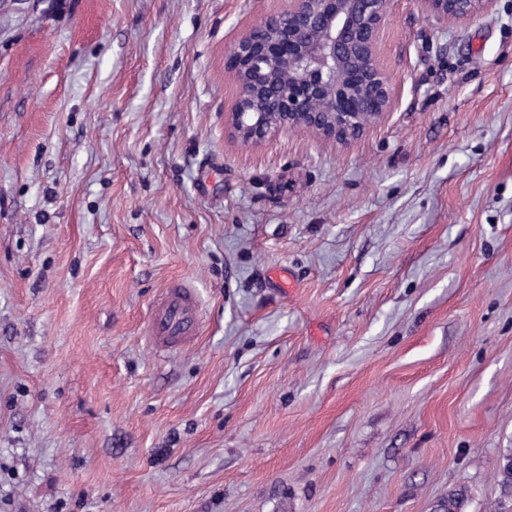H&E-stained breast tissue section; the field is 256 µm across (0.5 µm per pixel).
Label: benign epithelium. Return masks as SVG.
<instances>
[{
	"mask_svg": "<svg viewBox=\"0 0 512 512\" xmlns=\"http://www.w3.org/2000/svg\"><path fill=\"white\" fill-rule=\"evenodd\" d=\"M446 27L474 20L491 0H418ZM390 0H288L225 54L238 83L225 113L228 133L259 144L280 132L308 131L346 146L392 111L395 88L377 59Z\"/></svg>",
	"mask_w": 512,
	"mask_h": 512,
	"instance_id": "obj_1",
	"label": "benign epithelium"
}]
</instances>
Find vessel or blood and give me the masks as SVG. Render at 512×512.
Listing matches in <instances>:
<instances>
[{
    "label": "vessel or blood",
    "mask_w": 512,
    "mask_h": 512,
    "mask_svg": "<svg viewBox=\"0 0 512 512\" xmlns=\"http://www.w3.org/2000/svg\"><path fill=\"white\" fill-rule=\"evenodd\" d=\"M199 329V304L192 288L174 282L153 307L147 334L160 348L191 340Z\"/></svg>",
    "instance_id": "1"
}]
</instances>
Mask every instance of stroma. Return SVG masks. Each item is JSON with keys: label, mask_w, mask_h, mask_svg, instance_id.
I'll return each instance as SVG.
<instances>
[{"label": "stroma", "mask_w": 512, "mask_h": 512, "mask_svg": "<svg viewBox=\"0 0 512 512\" xmlns=\"http://www.w3.org/2000/svg\"><path fill=\"white\" fill-rule=\"evenodd\" d=\"M284 5L0 0V512L500 501L512 0L445 28L391 0L393 112L246 146L224 56ZM174 281L201 324L161 351ZM199 329V304L192 288L173 282L153 307L147 334L158 348L191 340ZM471 500V493L468 487L459 486L448 492V496L436 505L439 512H467Z\"/></svg>", "instance_id": "35a3bbf8"}]
</instances>
